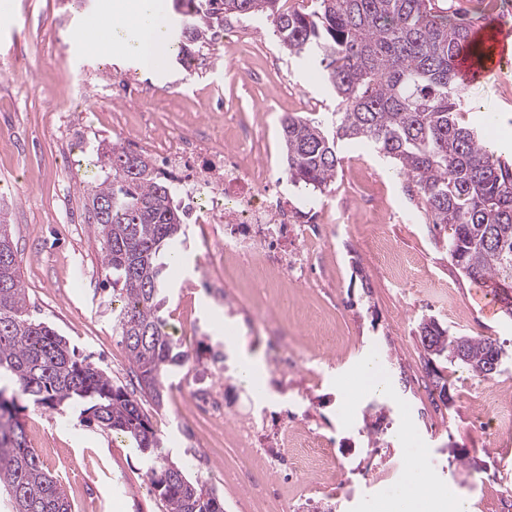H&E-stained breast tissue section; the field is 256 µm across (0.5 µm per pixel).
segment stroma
<instances>
[{"instance_id": "35a3bbf8", "label": "stroma", "mask_w": 512, "mask_h": 512, "mask_svg": "<svg viewBox=\"0 0 512 512\" xmlns=\"http://www.w3.org/2000/svg\"><path fill=\"white\" fill-rule=\"evenodd\" d=\"M115 0H0V212L11 226L22 260L21 278L33 315L48 322L114 384L133 386L134 378L118 336L112 332V305L104 289L101 243L85 218L81 185L104 176L97 162L101 141L123 142L134 133L138 104L112 96V79L122 75L152 86L156 98L178 99L175 109L160 108L156 135L182 130L187 119L197 128L213 114L237 113L243 124L262 118L259 149L282 162L283 115L325 118L336 97L311 67L288 56L269 25L253 24L245 47L262 74L243 83L223 52L188 74L175 53L155 68L142 67L131 49L132 32L122 47L89 45L79 27L112 24ZM464 126H492L491 146L512 160V67L469 84ZM341 166L333 184L315 201L325 223L334 225L332 244L314 245V284L267 292L272 314L288 328L301 362L289 378L306 381V406L316 431L350 446L345 461L358 492L337 498L333 512H382L389 493L402 484L409 451L423 449V467L436 486L467 497L473 512H497L503 494H512V370L492 381L510 417L481 435L471 412L485 384L446 363L437 369L448 381L450 407L432 401L422 350L414 334L423 316L436 317L452 330L505 341L512 351V320L488 318L472 299L473 282L462 277L437 245L421 216L417 190L386 159L358 142L340 147ZM379 231L397 249L409 274L403 286L391 285L361 247V238ZM181 274L167 288L163 316L177 327L191 316L197 341L189 360L169 375L180 385L202 371L211 348L223 346L239 356L262 352L241 316L229 305L251 306L256 289L234 282L227 299L186 295L188 284L203 282L209 270L193 240L182 246ZM376 360L390 396L384 414L358 407L353 424L342 425L340 410L361 365ZM142 409L174 459L187 462L190 476L207 478L223 468L219 493L224 512H286L297 484L285 485L279 498L252 488L247 462L230 439L196 448L182 432L189 410L172 400ZM20 417L31 448L60 483L72 512H166L150 492L143 455L125 436L81 420L78 412L26 406ZM380 428L378 443L362 432ZM410 431L411 440L400 439Z\"/></svg>"}]
</instances>
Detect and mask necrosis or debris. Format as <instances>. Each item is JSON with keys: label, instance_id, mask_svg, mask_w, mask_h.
I'll return each instance as SVG.
<instances>
[{"label": "necrosis or debris", "instance_id": "1", "mask_svg": "<svg viewBox=\"0 0 512 512\" xmlns=\"http://www.w3.org/2000/svg\"><path fill=\"white\" fill-rule=\"evenodd\" d=\"M112 92L141 105L139 124L144 133L138 143L159 157L162 177L174 181L178 188L183 205L199 226L206 263L217 270L219 285H226L228 276L239 274L244 261L280 281L308 283L312 261L300 243L321 236L323 226L314 219L301 220L299 208L288 199L287 187L273 181L268 165L250 163L254 142L250 128L227 112L207 135L172 134L159 140L151 132L158 99L123 77L113 81ZM228 126L236 139L230 149L224 145ZM210 363L206 380L194 378L178 389L194 415L211 427L207 435L193 431L197 446L210 447L213 432L231 428L235 447L258 455L273 481L314 470L321 479L319 493L336 498L343 487V463L333 442L302 427L297 416L287 415L285 426L302 428L301 437L290 449L279 441L266 444L263 436L271 408L283 403L285 391L276 390L269 403L247 398L245 390L234 383L236 365L228 352L214 349Z\"/></svg>", "mask_w": 512, "mask_h": 512}]
</instances>
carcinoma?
<instances>
[{
	"instance_id": "cac0c4a2",
	"label": "carcinoma",
	"mask_w": 512,
	"mask_h": 512,
	"mask_svg": "<svg viewBox=\"0 0 512 512\" xmlns=\"http://www.w3.org/2000/svg\"><path fill=\"white\" fill-rule=\"evenodd\" d=\"M282 0H179L181 60L224 29V16L272 27L288 55L316 64L336 93L326 123L297 113L281 120L289 182L313 200L335 180L338 143L363 142L394 162L417 189L451 265L490 288L512 316V163L490 150L482 133L459 124L465 83L459 64L480 69L484 17L451 19L441 0H316L310 12H288ZM102 181L83 187L88 223L100 237L112 279V332L120 337L137 380L131 392L79 358L69 341L34 318L10 227L0 217V490L10 512H72L61 485L28 444L15 406L21 395L37 407L82 406L80 415L121 433L147 462L148 481L166 512H224L216 492L174 462L142 411L163 405L165 380L188 355L161 315L171 265L184 243L186 212L174 186L149 155L117 142L97 146ZM423 350L485 380L500 342L450 331L434 318L417 327Z\"/></svg>"
}]
</instances>
